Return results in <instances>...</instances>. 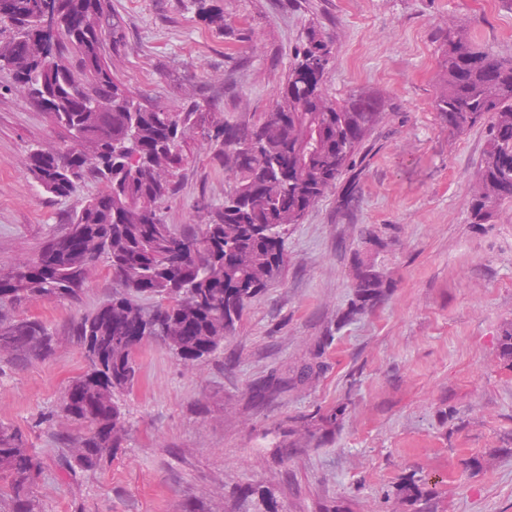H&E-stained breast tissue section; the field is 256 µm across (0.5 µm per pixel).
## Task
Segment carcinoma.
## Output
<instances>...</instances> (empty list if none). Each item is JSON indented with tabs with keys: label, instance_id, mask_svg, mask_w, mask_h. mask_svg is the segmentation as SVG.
I'll return each instance as SVG.
<instances>
[{
	"label": "carcinoma",
	"instance_id": "cac0c4a2",
	"mask_svg": "<svg viewBox=\"0 0 512 512\" xmlns=\"http://www.w3.org/2000/svg\"><path fill=\"white\" fill-rule=\"evenodd\" d=\"M195 4L205 23L224 27L218 6L210 0ZM2 21L14 34L0 44V68L45 99L73 138L50 166L43 153L33 154L35 180L45 193L67 197L91 175L112 193L110 201L103 193L84 201L67 231L39 252L42 275L13 271L15 286L7 294L11 301L78 303L85 271L106 261L118 289L112 300L69 327L87 370L71 382L62 402L67 417L92 426L78 439L83 451L74 459L96 467L119 447L115 430L124 428L125 413L115 395L137 380L143 337L180 323L184 334L164 343L172 354L202 358L223 348L244 302L282 274L288 226L301 221L284 219L282 207L298 196L310 207L323 197L383 119L385 102L371 92L354 93L339 105L324 95L334 47L313 28L295 50L280 99L258 123L207 124L195 106L181 112L158 103L144 107L113 78L106 41L116 48L123 36L110 0H0ZM69 47L78 53L74 66L64 57ZM441 69L434 110L448 129L460 133L488 120L472 198L474 218L481 220L491 205L512 201V61L474 48L460 35L445 39ZM198 129L214 143L233 187L205 228L178 229L164 221L158 205L174 191L168 172L182 162L178 145ZM84 147L99 156L93 170L77 164ZM77 233L99 241L96 256L77 250ZM356 287L364 296H377L382 282L362 271ZM142 296L155 304H140ZM55 349L56 338L43 321L0 314V359L43 361ZM0 472L8 480L12 512H34L30 492L40 463L23 436L4 427Z\"/></svg>",
	"mask_w": 512,
	"mask_h": 512
}]
</instances>
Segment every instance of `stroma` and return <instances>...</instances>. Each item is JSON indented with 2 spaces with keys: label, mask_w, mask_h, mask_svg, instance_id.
<instances>
[{
  "label": "stroma",
  "mask_w": 512,
  "mask_h": 512,
  "mask_svg": "<svg viewBox=\"0 0 512 512\" xmlns=\"http://www.w3.org/2000/svg\"><path fill=\"white\" fill-rule=\"evenodd\" d=\"M112 0L125 34L107 52L142 104L252 123L269 111L309 26L334 42L332 101L370 91L385 118L352 165L285 237L281 277L249 299L224 347L187 363L148 340L119 401L126 431L111 461L66 467L89 424L61 403L85 369L70 322L111 299L105 263L79 304L0 303L45 321L55 355L0 362V424L20 430L42 472L36 512H512V203L473 223L486 127L449 131L433 103L441 37L512 59L502 0ZM69 131L0 69V269L37 256L106 186L86 177L55 198L30 170ZM160 203L167 223L201 228L232 182L202 134L182 143ZM386 288L356 306L355 269ZM265 386L263 398L253 390Z\"/></svg>",
  "instance_id": "stroma-1"
}]
</instances>
